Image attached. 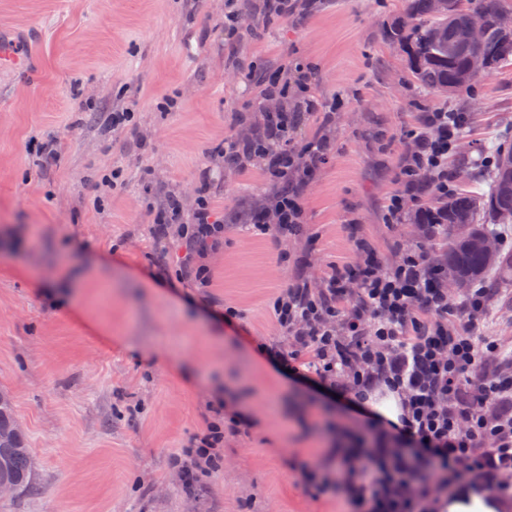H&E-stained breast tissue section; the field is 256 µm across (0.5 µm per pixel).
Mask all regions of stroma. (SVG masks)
Returning a JSON list of instances; mask_svg holds the SVG:
<instances>
[{
  "label": "stroma",
  "mask_w": 512,
  "mask_h": 512,
  "mask_svg": "<svg viewBox=\"0 0 512 512\" xmlns=\"http://www.w3.org/2000/svg\"><path fill=\"white\" fill-rule=\"evenodd\" d=\"M249 2L228 42L226 0H0V30L34 32L32 66L0 69V390L35 461L32 488L0 496V512H343L286 465L324 446L295 420L311 383L254 344L280 339L272 305L297 257L316 277L356 263L349 224L386 255L422 245L412 222L384 221L401 136L421 112L470 113L448 165L481 189L479 146L512 145V67L467 92L426 94L387 36L401 0H318L298 20ZM298 62L318 100L344 106L304 233L279 241L240 225L268 194L263 173L227 169L215 150L242 132L240 113H262L249 69L291 78ZM126 107L132 125L108 127ZM48 141L60 154L51 167L38 154ZM116 168L124 183L113 188ZM206 171L222 242L203 258L208 285L179 286L182 249L176 236L154 239V210L169 193L194 209ZM228 307L246 335L225 328ZM478 334L512 344V282H497ZM239 409L250 426L186 485L171 457Z\"/></svg>",
  "instance_id": "1"
}]
</instances>
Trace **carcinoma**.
<instances>
[{
    "instance_id": "1",
    "label": "carcinoma",
    "mask_w": 512,
    "mask_h": 512,
    "mask_svg": "<svg viewBox=\"0 0 512 512\" xmlns=\"http://www.w3.org/2000/svg\"><path fill=\"white\" fill-rule=\"evenodd\" d=\"M449 10L451 21L436 12L433 0H403L402 13L390 29V41L405 54L410 77L425 93H454L479 83L477 78L464 79L468 49L463 22L470 13L486 19L485 44L493 53V68L512 66V37L503 35L497 25L501 14L512 12V0H449ZM488 152L495 162L482 194L464 187L433 205L439 211L438 223L448 225V250L442 254L448 278L467 285L491 274L512 281V251L484 247L500 235V226L512 224V147L498 144ZM0 428L13 430L0 446V477L13 481L18 490L28 489L33 483L32 452L6 396L0 400Z\"/></svg>"
}]
</instances>
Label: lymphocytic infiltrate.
Instances as JSON below:
<instances>
[{
	"label": "lymphocytic infiltrate",
	"mask_w": 512,
	"mask_h": 512,
	"mask_svg": "<svg viewBox=\"0 0 512 512\" xmlns=\"http://www.w3.org/2000/svg\"><path fill=\"white\" fill-rule=\"evenodd\" d=\"M336 107L324 103L320 129L302 142L294 136L297 113L285 110L265 113L253 137L225 141V165L259 166L274 183L271 201L246 213L247 225L276 237L301 235L306 193L332 149L325 128ZM469 120L434 108L403 134L387 224L414 215L420 235L447 248L427 196L447 195L448 155ZM154 222L176 226L182 278L204 281L198 260L224 230L208 199L188 211L169 198ZM349 234L356 265L330 267L316 284L296 273L273 303L281 341L256 345L336 397L338 412L323 425L331 446L312 459L292 456L288 467L314 496L340 500L347 512H446L463 488L486 492L512 512V349L477 336L493 289L479 284L449 299L448 272L430 251L399 248L389 260L359 238L357 225ZM382 386L401 401L389 431L364 412L368 393ZM223 439L221 426L209 425L172 462L210 469Z\"/></svg>",
	"instance_id": "f902f5d3"
}]
</instances>
